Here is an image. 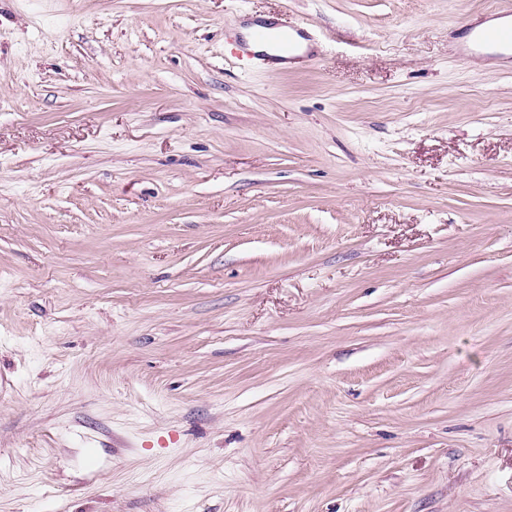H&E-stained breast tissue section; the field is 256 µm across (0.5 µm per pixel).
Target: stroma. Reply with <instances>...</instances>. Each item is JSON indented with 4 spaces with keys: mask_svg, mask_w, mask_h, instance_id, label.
Here are the masks:
<instances>
[{
    "mask_svg": "<svg viewBox=\"0 0 512 512\" xmlns=\"http://www.w3.org/2000/svg\"><path fill=\"white\" fill-rule=\"evenodd\" d=\"M510 14L0 0V512H512ZM250 24L253 25L250 38L247 43L239 40V47L245 55L267 64L288 63L300 49V38H308L303 27H288L275 19L257 17ZM257 45L266 47L274 54L256 52ZM488 46L507 48L512 51V25L493 29H480L474 35L470 54L479 53Z\"/></svg>",
    "mask_w": 512,
    "mask_h": 512,
    "instance_id": "35a3bbf8",
    "label": "stroma"
}]
</instances>
